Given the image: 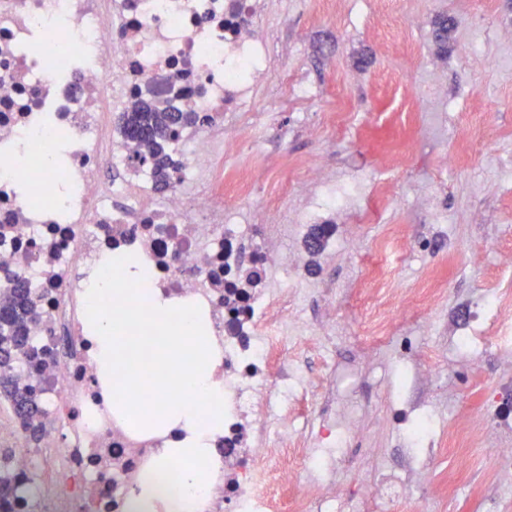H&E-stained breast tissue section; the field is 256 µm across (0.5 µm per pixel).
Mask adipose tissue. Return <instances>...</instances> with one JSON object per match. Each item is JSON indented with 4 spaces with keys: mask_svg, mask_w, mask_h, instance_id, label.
Masks as SVG:
<instances>
[{
    "mask_svg": "<svg viewBox=\"0 0 512 512\" xmlns=\"http://www.w3.org/2000/svg\"><path fill=\"white\" fill-rule=\"evenodd\" d=\"M103 264L111 277L84 282L96 382L130 430L166 437L131 491L133 512H205L221 468L214 442L224 432V352L207 344L206 312L154 288L138 256Z\"/></svg>",
    "mask_w": 512,
    "mask_h": 512,
    "instance_id": "ef3b65f1",
    "label": "adipose tissue"
}]
</instances>
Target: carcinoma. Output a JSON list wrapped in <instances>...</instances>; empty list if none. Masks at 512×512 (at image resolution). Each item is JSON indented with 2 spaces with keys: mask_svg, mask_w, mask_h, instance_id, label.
I'll use <instances>...</instances> for the list:
<instances>
[{
  "mask_svg": "<svg viewBox=\"0 0 512 512\" xmlns=\"http://www.w3.org/2000/svg\"><path fill=\"white\" fill-rule=\"evenodd\" d=\"M187 120V115L174 113L153 103H140L125 113L124 125L130 139L152 147L147 160L154 167L159 182L168 185L170 165L166 143L173 128ZM34 318V303L26 288L13 289V297L0 302V392L9 399L22 427L31 437L37 436L34 424L38 407L30 393L17 386L9 375L10 365L29 355L27 324Z\"/></svg>",
  "mask_w": 512,
  "mask_h": 512,
  "instance_id": "obj_1",
  "label": "carcinoma"
}]
</instances>
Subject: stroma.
<instances>
[{
	"mask_svg": "<svg viewBox=\"0 0 512 512\" xmlns=\"http://www.w3.org/2000/svg\"><path fill=\"white\" fill-rule=\"evenodd\" d=\"M423 23L411 43L396 46L398 27L409 14L388 21L381 0H293L288 34L281 41L277 68L312 83L316 97L304 108L286 109L276 99V80L268 82L270 104L260 125L250 128L240 151L225 155L224 199L233 190L243 164L261 170L244 208L252 216L285 222L295 206L285 181L305 176L307 159L322 154L338 183L353 174L386 185L388 194L372 202L378 221L366 225L367 240L383 235L386 225H404L415 240L403 263L394 267L399 288H414L433 273L446 291L439 300L442 320L456 328L466 298L496 290L512 304L501 255L512 252V81L497 63L512 51V0H414ZM453 20L445 50L433 37L440 17ZM436 83L447 96L448 133L435 136L423 121L405 118V91L429 95ZM347 100L360 122L359 135L336 137L323 113L337 98ZM457 162L443 180L431 173L441 159ZM319 276L334 284L348 332L360 331L366 311L361 284L366 272L363 250L344 248L318 260ZM422 352L438 377L424 395L436 407L440 432L469 428L490 417L487 392L512 386V372L497 367L488 350L471 369L456 368L449 342L428 331ZM389 364L365 381L358 397L373 410L366 446L394 467L403 463L402 434L388 402ZM455 471L430 460L429 474L405 502L386 504V512H512V493L497 492L491 476L496 456L481 448H463Z\"/></svg>",
	"mask_w": 512,
	"mask_h": 512,
	"instance_id": "stroma-1",
	"label": "stroma"
}]
</instances>
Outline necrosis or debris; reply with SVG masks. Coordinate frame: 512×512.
Wrapping results in <instances>:
<instances>
[{
    "instance_id": "obj_1",
    "label": "necrosis or debris",
    "mask_w": 512,
    "mask_h": 512,
    "mask_svg": "<svg viewBox=\"0 0 512 512\" xmlns=\"http://www.w3.org/2000/svg\"><path fill=\"white\" fill-rule=\"evenodd\" d=\"M278 52L265 0H0V294L21 283L35 304L27 332L35 356L11 373L35 389L41 429L30 441L0 414V466L15 482L0 512H122L163 445L112 418L81 330L80 283L120 249L152 268L163 293L205 309L224 351V433L216 440L223 474L207 512H277L276 490L297 485L296 512H380L423 477L417 452L442 445L435 409L420 398L436 373L420 362L418 336L400 333L399 312L410 301L381 263L407 250L398 227L372 245L357 359L315 382L300 373L289 340L307 337L317 353L339 339L336 311L317 322L302 315L312 296H333L312 272V257L339 254L344 241L322 213L333 202L367 217L369 195L359 187L338 192L310 161L319 193L281 225L242 219L214 189L218 159L240 148L241 130L267 105L261 90ZM142 100L191 115L170 144L164 190L143 162L147 148L124 129V113ZM38 143L60 147L62 163L46 164ZM20 154L26 166L16 164ZM112 169L119 178H106ZM467 310L449 338L464 364L501 346L486 322L512 320L495 294L471 299ZM378 349L405 367L395 416L409 469L393 480L379 465L377 479L356 488L341 453L362 445L367 426L346 404L331 414L291 407L316 394L331 402L351 393ZM489 404L500 414L479 424V442L507 462L512 390L493 392ZM298 458L310 463L303 480Z\"/></svg>"
}]
</instances>
